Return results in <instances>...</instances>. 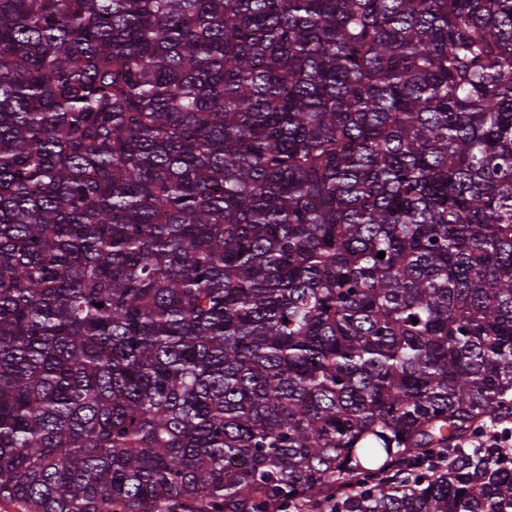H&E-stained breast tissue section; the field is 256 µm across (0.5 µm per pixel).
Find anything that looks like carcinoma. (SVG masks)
<instances>
[{
  "mask_svg": "<svg viewBox=\"0 0 512 512\" xmlns=\"http://www.w3.org/2000/svg\"><path fill=\"white\" fill-rule=\"evenodd\" d=\"M0 503L512 512V0H0Z\"/></svg>",
  "mask_w": 512,
  "mask_h": 512,
  "instance_id": "obj_1",
  "label": "carcinoma"
}]
</instances>
